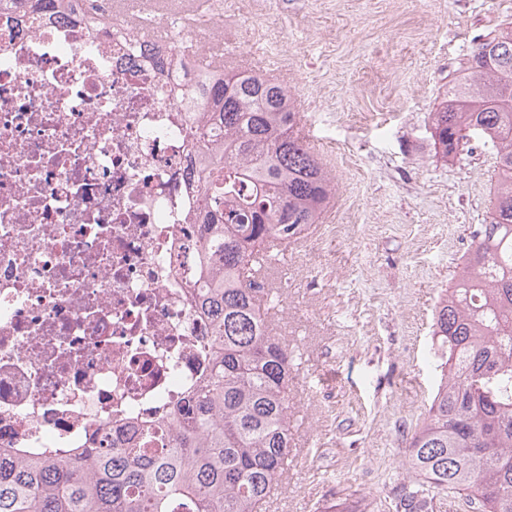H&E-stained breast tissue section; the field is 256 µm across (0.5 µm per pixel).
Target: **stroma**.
Returning <instances> with one entry per match:
<instances>
[{
    "label": "stroma",
    "mask_w": 512,
    "mask_h": 512,
    "mask_svg": "<svg viewBox=\"0 0 512 512\" xmlns=\"http://www.w3.org/2000/svg\"><path fill=\"white\" fill-rule=\"evenodd\" d=\"M512 0H232L230 65L286 85L335 178L319 224L268 280L298 355L288 468L261 512H393L434 392L433 311L484 223L495 145L441 157L432 114Z\"/></svg>",
    "instance_id": "obj_1"
}]
</instances>
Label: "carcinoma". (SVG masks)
Masks as SVG:
<instances>
[{"instance_id":"carcinoma-1","label":"carcinoma","mask_w":512,"mask_h":512,"mask_svg":"<svg viewBox=\"0 0 512 512\" xmlns=\"http://www.w3.org/2000/svg\"><path fill=\"white\" fill-rule=\"evenodd\" d=\"M200 303L213 317L208 376L160 430L123 448L69 458L0 450V512H260L288 458V348L270 335L278 292L248 270L272 240L286 246L319 220L334 179L299 134L288 87L262 73L198 67ZM498 144L490 220L473 236L434 314L440 382L406 455L421 488L399 512H431L448 490L477 512H512V26L486 36L448 82L432 138L453 160L470 134Z\"/></svg>"}]
</instances>
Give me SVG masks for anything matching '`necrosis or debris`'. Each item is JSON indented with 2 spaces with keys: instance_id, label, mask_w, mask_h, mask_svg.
<instances>
[{
  "instance_id": "obj_1",
  "label": "necrosis or debris",
  "mask_w": 512,
  "mask_h": 512,
  "mask_svg": "<svg viewBox=\"0 0 512 512\" xmlns=\"http://www.w3.org/2000/svg\"><path fill=\"white\" fill-rule=\"evenodd\" d=\"M111 36L0 10V449L67 456L167 420L209 372L192 144L172 89L194 26Z\"/></svg>"
}]
</instances>
